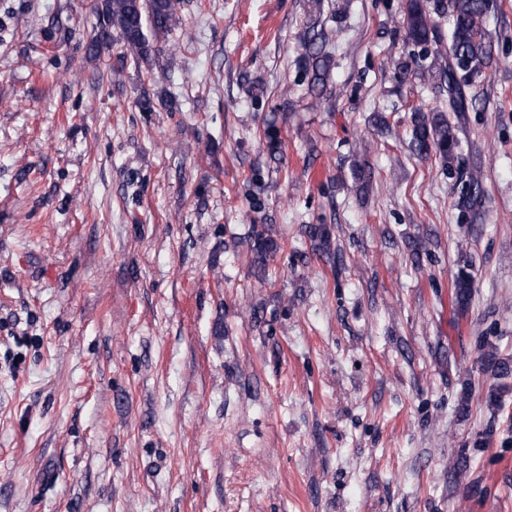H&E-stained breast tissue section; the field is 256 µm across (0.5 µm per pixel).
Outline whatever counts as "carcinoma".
I'll list each match as a JSON object with an SVG mask.
<instances>
[{
  "mask_svg": "<svg viewBox=\"0 0 512 512\" xmlns=\"http://www.w3.org/2000/svg\"><path fill=\"white\" fill-rule=\"evenodd\" d=\"M179 0H98L96 33L87 44L89 58L101 55L102 46L118 40L124 51L119 56L123 63L133 59L153 71L163 52L161 42L165 40L176 22ZM491 9L490 0H405L402 24L405 42L422 51L420 60L428 59L429 46L443 41L442 28L437 19H448V60L440 62L434 56L422 68L421 75L438 81L440 88L448 93V105L453 112H469L476 107L477 99L468 95L467 88L486 77L492 63V47L486 30V20ZM333 34L315 25L308 28L302 41V53L297 61L300 82L312 95H321L326 90L333 56L327 51ZM263 138L269 150L270 160L283 161L280 150V134L277 127L268 124L263 129ZM411 147L420 156L438 155L449 172L459 169L463 145L454 125L448 122L445 113L437 109L414 110L411 129ZM457 208L472 221L480 216L485 196L480 171L470 170L457 181ZM306 234L314 242L321 255L333 261L336 251L332 249L330 228L325 224H308ZM240 244L252 255V266L265 282L267 259L280 250V243L264 224L251 225ZM471 257L461 252L456 260L453 276L454 299L460 309L470 305L474 282L470 273ZM481 370L495 379L512 377V359H499L492 353L481 358Z\"/></svg>",
  "mask_w": 512,
  "mask_h": 512,
  "instance_id": "obj_1",
  "label": "carcinoma"
}]
</instances>
